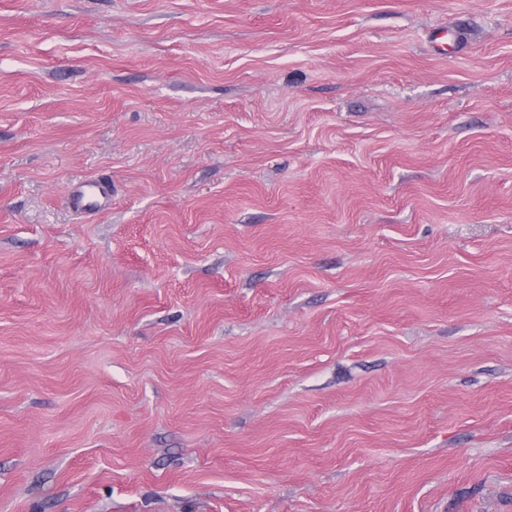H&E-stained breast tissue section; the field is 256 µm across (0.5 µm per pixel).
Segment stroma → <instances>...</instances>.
<instances>
[{"instance_id": "obj_1", "label": "stroma", "mask_w": 512, "mask_h": 512, "mask_svg": "<svg viewBox=\"0 0 512 512\" xmlns=\"http://www.w3.org/2000/svg\"><path fill=\"white\" fill-rule=\"evenodd\" d=\"M0 512H512V0H0ZM110 185L107 182L90 183L69 192L71 205L84 211H97L110 201Z\"/></svg>"}]
</instances>
